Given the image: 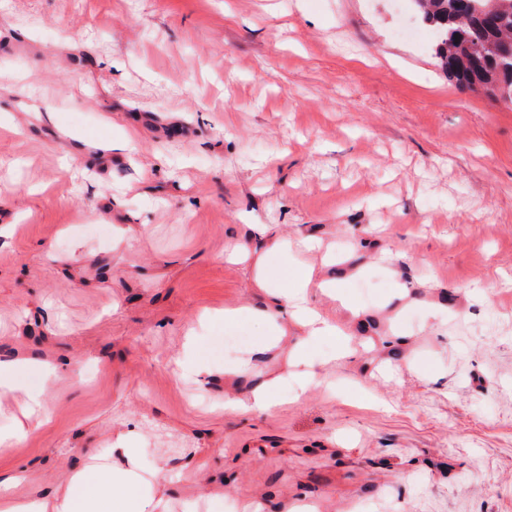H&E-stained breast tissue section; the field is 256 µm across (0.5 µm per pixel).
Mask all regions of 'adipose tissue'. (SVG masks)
I'll list each match as a JSON object with an SVG mask.
<instances>
[{
    "label": "adipose tissue",
    "instance_id": "obj_1",
    "mask_svg": "<svg viewBox=\"0 0 512 512\" xmlns=\"http://www.w3.org/2000/svg\"><path fill=\"white\" fill-rule=\"evenodd\" d=\"M312 274V269L299 267L284 286L266 285L272 305L254 309V318L272 324L274 336L280 337L284 328L276 317L279 310L286 309L309 339L335 335V324L322 318L310 302ZM116 452L121 454L123 466H113ZM141 456L135 431L119 433L113 448L92 455L71 475L63 490L32 501L1 494L0 512H168L169 501L160 489L164 476L158 469L143 474Z\"/></svg>",
    "mask_w": 512,
    "mask_h": 512
}]
</instances>
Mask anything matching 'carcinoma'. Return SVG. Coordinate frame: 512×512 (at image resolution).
Wrapping results in <instances>:
<instances>
[{
	"mask_svg": "<svg viewBox=\"0 0 512 512\" xmlns=\"http://www.w3.org/2000/svg\"><path fill=\"white\" fill-rule=\"evenodd\" d=\"M441 67L465 90L512 98V0H413Z\"/></svg>",
	"mask_w": 512,
	"mask_h": 512,
	"instance_id": "carcinoma-1",
	"label": "carcinoma"
}]
</instances>
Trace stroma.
<instances>
[{"label": "stroma", "mask_w": 512, "mask_h": 512, "mask_svg": "<svg viewBox=\"0 0 512 512\" xmlns=\"http://www.w3.org/2000/svg\"><path fill=\"white\" fill-rule=\"evenodd\" d=\"M434 42L411 0H0V360L46 405L1 481L133 426L173 512H512V104ZM248 222L342 281L309 385L247 314L199 325L270 301L225 258ZM279 385L280 377L278 375L269 376L263 384L253 389L245 400L231 398L228 399V404L251 411H263L274 402Z\"/></svg>", "instance_id": "35a3bbf8"}]
</instances>
